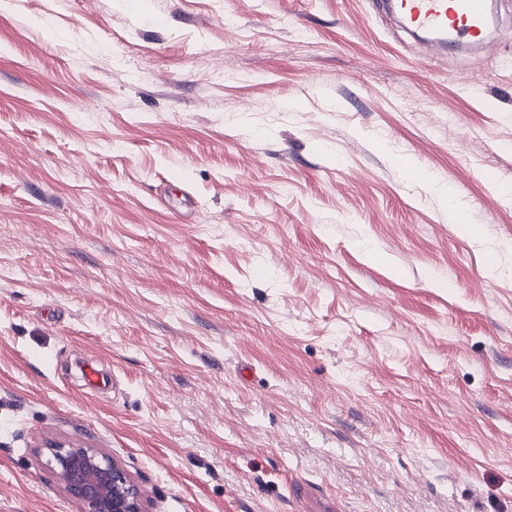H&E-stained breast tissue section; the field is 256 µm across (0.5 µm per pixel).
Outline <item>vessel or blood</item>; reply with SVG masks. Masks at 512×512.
Instances as JSON below:
<instances>
[{"label": "vessel or blood", "mask_w": 512, "mask_h": 512, "mask_svg": "<svg viewBox=\"0 0 512 512\" xmlns=\"http://www.w3.org/2000/svg\"><path fill=\"white\" fill-rule=\"evenodd\" d=\"M396 7L414 29L475 46L486 43L488 0H398Z\"/></svg>", "instance_id": "1"}]
</instances>
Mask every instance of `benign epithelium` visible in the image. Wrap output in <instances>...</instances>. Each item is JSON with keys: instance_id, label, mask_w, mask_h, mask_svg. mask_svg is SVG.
<instances>
[{"instance_id": "benign-epithelium-1", "label": "benign epithelium", "mask_w": 512, "mask_h": 512, "mask_svg": "<svg viewBox=\"0 0 512 512\" xmlns=\"http://www.w3.org/2000/svg\"><path fill=\"white\" fill-rule=\"evenodd\" d=\"M51 453L59 482L84 512H145L140 489L96 449L55 445Z\"/></svg>"}]
</instances>
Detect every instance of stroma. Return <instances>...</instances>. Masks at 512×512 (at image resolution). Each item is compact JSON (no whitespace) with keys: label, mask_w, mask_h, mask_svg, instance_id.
<instances>
[{"label":"stroma","mask_w":512,"mask_h":512,"mask_svg":"<svg viewBox=\"0 0 512 512\" xmlns=\"http://www.w3.org/2000/svg\"><path fill=\"white\" fill-rule=\"evenodd\" d=\"M494 3L427 65L374 0H0V512H71L53 444L148 512H512Z\"/></svg>","instance_id":"35a3bbf8"}]
</instances>
